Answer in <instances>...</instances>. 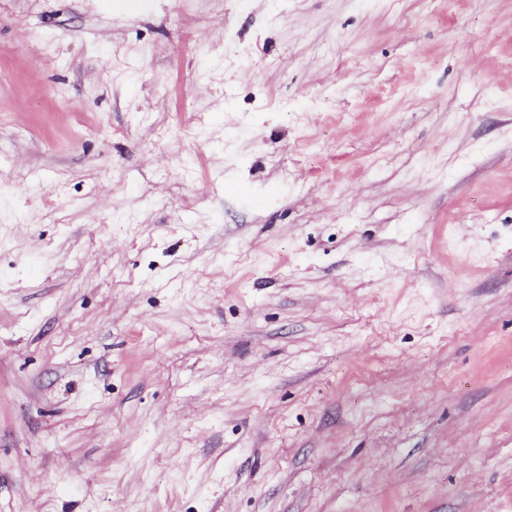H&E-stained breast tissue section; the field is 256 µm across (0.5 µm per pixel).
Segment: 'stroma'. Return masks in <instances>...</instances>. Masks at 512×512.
<instances>
[{"label":"stroma","instance_id":"35a3bbf8","mask_svg":"<svg viewBox=\"0 0 512 512\" xmlns=\"http://www.w3.org/2000/svg\"><path fill=\"white\" fill-rule=\"evenodd\" d=\"M0 512H512V0H0Z\"/></svg>","mask_w":512,"mask_h":512}]
</instances>
